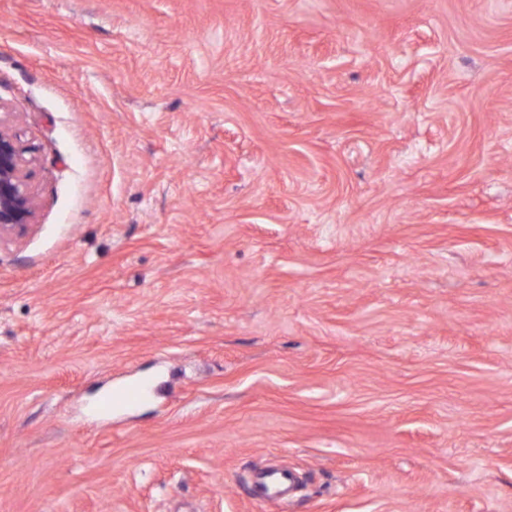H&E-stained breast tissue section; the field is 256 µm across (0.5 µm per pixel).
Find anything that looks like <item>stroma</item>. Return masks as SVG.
Here are the masks:
<instances>
[{
    "mask_svg": "<svg viewBox=\"0 0 512 512\" xmlns=\"http://www.w3.org/2000/svg\"><path fill=\"white\" fill-rule=\"evenodd\" d=\"M0 117V512H512V0H0ZM31 163L17 135L0 117V237L22 233L32 224L35 198L29 182ZM143 400V393L140 388L132 386L119 389L110 393L104 400L103 405L106 409L117 407H133L140 404ZM293 484V476L286 469L268 470L261 477L255 492V499L261 503L278 505L288 500Z\"/></svg>",
    "mask_w": 512,
    "mask_h": 512,
    "instance_id": "stroma-1",
    "label": "stroma"
}]
</instances>
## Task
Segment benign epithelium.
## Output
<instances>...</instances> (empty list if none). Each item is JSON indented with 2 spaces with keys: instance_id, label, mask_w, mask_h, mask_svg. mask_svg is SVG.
I'll return each instance as SVG.
<instances>
[{
  "instance_id": "1",
  "label": "benign epithelium",
  "mask_w": 512,
  "mask_h": 512,
  "mask_svg": "<svg viewBox=\"0 0 512 512\" xmlns=\"http://www.w3.org/2000/svg\"><path fill=\"white\" fill-rule=\"evenodd\" d=\"M16 134L0 119V237L22 233L32 223L35 198L30 187V165Z\"/></svg>"
}]
</instances>
